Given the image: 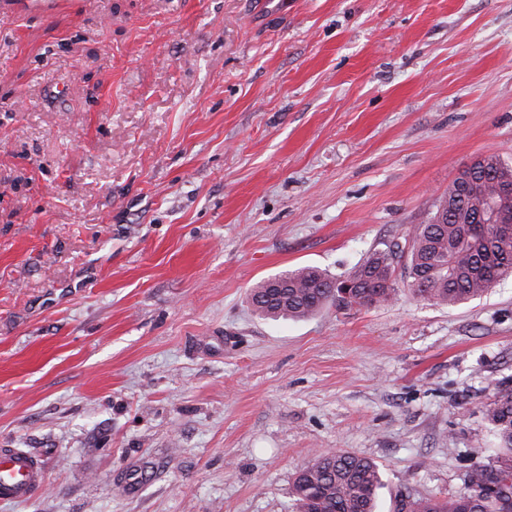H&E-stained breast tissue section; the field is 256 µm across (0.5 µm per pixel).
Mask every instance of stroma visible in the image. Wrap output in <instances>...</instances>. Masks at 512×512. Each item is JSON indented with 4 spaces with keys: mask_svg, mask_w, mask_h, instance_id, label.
Segmentation results:
<instances>
[{
    "mask_svg": "<svg viewBox=\"0 0 512 512\" xmlns=\"http://www.w3.org/2000/svg\"><path fill=\"white\" fill-rule=\"evenodd\" d=\"M512 164V0H0V512H292L341 448L401 495L492 462L512 277L266 321L260 280L407 250ZM37 458L20 448H0V501L21 502L42 486Z\"/></svg>",
    "mask_w": 512,
    "mask_h": 512,
    "instance_id": "stroma-1",
    "label": "stroma"
}]
</instances>
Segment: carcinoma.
<instances>
[{"label":"carcinoma","mask_w":512,"mask_h":512,"mask_svg":"<svg viewBox=\"0 0 512 512\" xmlns=\"http://www.w3.org/2000/svg\"><path fill=\"white\" fill-rule=\"evenodd\" d=\"M477 167L487 169L475 176V186L487 199L500 184H512V166L496 154L481 158ZM493 229L490 214L479 211L471 196L448 187V195L412 235L410 290L423 300L453 306L482 296L512 276V242L500 243ZM396 261L397 253L385 250L355 266L345 277L353 284L347 298L337 295L339 280L315 266H300L273 277L288 284L278 294L270 291V280L257 283L250 292L251 305L256 315L268 320H305L330 303L343 309L380 305L395 297ZM493 397L487 419L497 435L499 455L466 476L470 483L493 490L476 495L467 489L440 501L406 497L400 512H512V388L499 387ZM381 485L376 463L343 449L329 450L296 473L292 501L296 512H377Z\"/></svg>","instance_id":"cac0c4a2"}]
</instances>
